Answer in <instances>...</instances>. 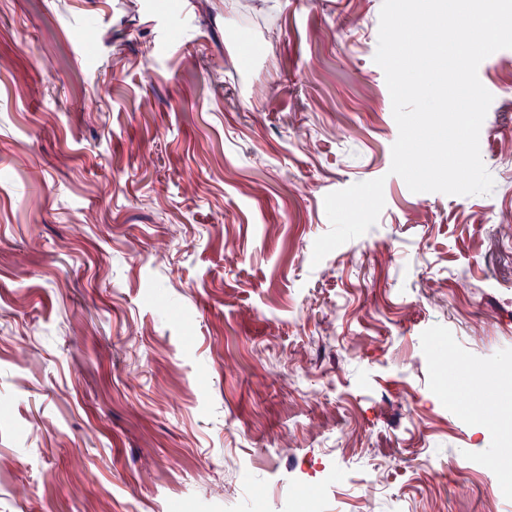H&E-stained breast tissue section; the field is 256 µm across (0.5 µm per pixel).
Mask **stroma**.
Here are the masks:
<instances>
[{
    "mask_svg": "<svg viewBox=\"0 0 512 512\" xmlns=\"http://www.w3.org/2000/svg\"><path fill=\"white\" fill-rule=\"evenodd\" d=\"M244 2L0 0V512H288L322 465L353 481L320 512L369 477L512 512L458 468H512V49L478 68L493 190L414 193L383 0ZM378 177L313 263L325 195Z\"/></svg>",
    "mask_w": 512,
    "mask_h": 512,
    "instance_id": "1",
    "label": "stroma"
}]
</instances>
